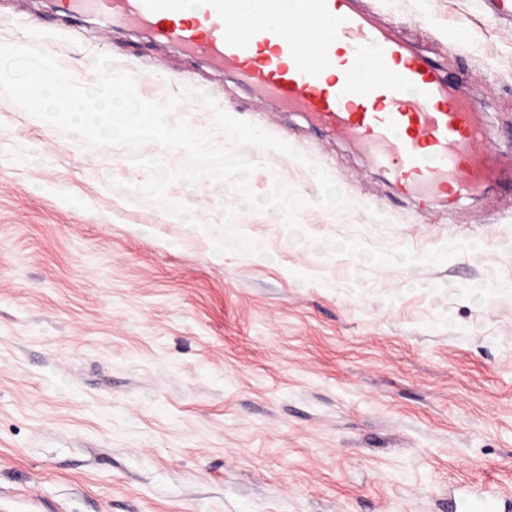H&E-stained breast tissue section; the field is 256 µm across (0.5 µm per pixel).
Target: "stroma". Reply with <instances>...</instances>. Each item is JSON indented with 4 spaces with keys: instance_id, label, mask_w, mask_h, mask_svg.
<instances>
[{
    "instance_id": "35a3bbf8",
    "label": "stroma",
    "mask_w": 512,
    "mask_h": 512,
    "mask_svg": "<svg viewBox=\"0 0 512 512\" xmlns=\"http://www.w3.org/2000/svg\"><path fill=\"white\" fill-rule=\"evenodd\" d=\"M360 6L474 94L510 161L478 193L398 197L355 145L145 27L0 0V42L79 83L111 56L143 99L207 92L322 165L350 208L302 210L308 234L416 259L330 255L207 179L168 190L191 227L130 190L146 172L126 151L0 96V512H448L482 486L512 501V0ZM244 153L257 194L317 198L289 157Z\"/></svg>"
}]
</instances>
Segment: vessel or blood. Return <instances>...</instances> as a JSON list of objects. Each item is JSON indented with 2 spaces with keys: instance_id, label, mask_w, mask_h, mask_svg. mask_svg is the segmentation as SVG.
Here are the masks:
<instances>
[{
  "instance_id": "b4317fda",
  "label": "vessel or blood",
  "mask_w": 512,
  "mask_h": 512,
  "mask_svg": "<svg viewBox=\"0 0 512 512\" xmlns=\"http://www.w3.org/2000/svg\"><path fill=\"white\" fill-rule=\"evenodd\" d=\"M71 12L110 13L150 26L234 70L326 133L356 142L407 197L459 198L501 160L473 100L442 69L358 10L355 0H67ZM343 69L332 76L334 56ZM367 80L355 82L357 70Z\"/></svg>"
}]
</instances>
